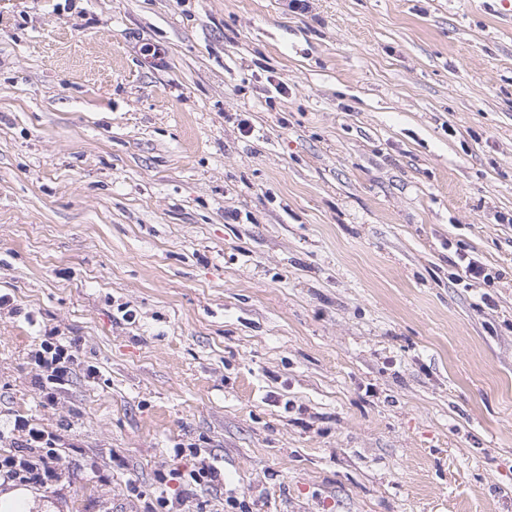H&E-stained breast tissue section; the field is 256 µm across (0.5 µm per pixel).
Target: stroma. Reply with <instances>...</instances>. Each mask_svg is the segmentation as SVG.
I'll use <instances>...</instances> for the list:
<instances>
[{"mask_svg": "<svg viewBox=\"0 0 512 512\" xmlns=\"http://www.w3.org/2000/svg\"><path fill=\"white\" fill-rule=\"evenodd\" d=\"M503 213L483 0H0V454L40 425L58 512H143L189 446L171 512H512ZM459 261L461 272L464 278L469 281H488L490 279V273H488V269L480 259L472 255L463 254L459 257ZM34 354V363L40 370L43 384L40 397L44 402H53L57 390L69 381L78 366L77 347L74 342L56 332L48 333ZM173 475H176V477L183 480V484L187 486H202L217 480L220 473L217 467L212 463L207 462L205 459H201L196 464H193V468L188 472H178L173 473Z\"/></svg>", "mask_w": 512, "mask_h": 512, "instance_id": "1", "label": "stroma"}]
</instances>
